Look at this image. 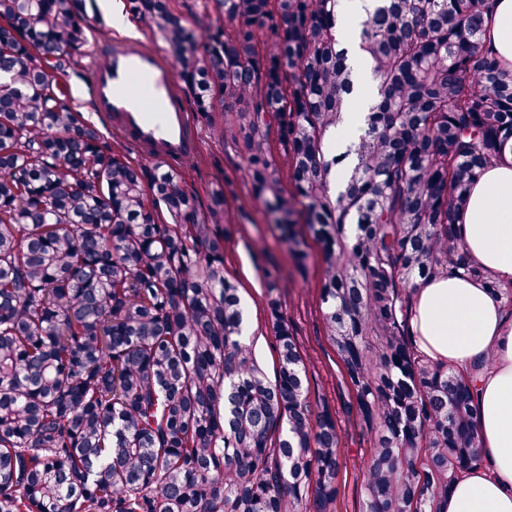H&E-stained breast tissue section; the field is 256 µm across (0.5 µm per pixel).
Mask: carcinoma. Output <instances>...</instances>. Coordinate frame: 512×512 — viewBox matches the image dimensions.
<instances>
[{
  "label": "carcinoma",
  "instance_id": "cac0c4a2",
  "mask_svg": "<svg viewBox=\"0 0 512 512\" xmlns=\"http://www.w3.org/2000/svg\"><path fill=\"white\" fill-rule=\"evenodd\" d=\"M199 51L168 0L160 32L194 112L241 145L295 256L323 254L324 334L370 440L362 512H441L486 464L477 376L414 345L412 294L463 270L512 284L456 236L473 183L512 153V68L484 41L493 0H370L357 46L374 99L343 190L329 139L354 91L340 0H217ZM85 0H0V512H338L336 409L311 402L268 302L276 372L244 340L224 268V190L133 164L73 105ZM168 214L172 223L162 219ZM304 225L302 235L298 225Z\"/></svg>",
  "mask_w": 512,
  "mask_h": 512
}]
</instances>
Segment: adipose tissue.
Instances as JSON below:
<instances>
[{"mask_svg":"<svg viewBox=\"0 0 512 512\" xmlns=\"http://www.w3.org/2000/svg\"><path fill=\"white\" fill-rule=\"evenodd\" d=\"M367 0H345L350 19L345 47L357 69L356 89L341 127L331 141L336 154L348 151L362 128L371 98V79L354 36ZM485 41L512 64V0H496ZM471 261L500 282H512V156L487 169L474 185L456 226ZM411 325L418 348L430 358L466 367L481 357L493 363L478 384L477 430L488 453L486 466L465 472L453 485L441 512H512V315L501 299L463 273L426 282L413 295Z\"/></svg>","mask_w":512,"mask_h":512,"instance_id":"adipose-tissue-1","label":"adipose tissue"}]
</instances>
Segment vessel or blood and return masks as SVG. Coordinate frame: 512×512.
Here are the masks:
<instances>
[{
  "label": "vessel or blood",
  "instance_id": "1",
  "mask_svg": "<svg viewBox=\"0 0 512 512\" xmlns=\"http://www.w3.org/2000/svg\"><path fill=\"white\" fill-rule=\"evenodd\" d=\"M176 83L174 68L153 46L121 44L110 49L107 66L94 68L90 92L98 112L136 145L178 162L199 154L202 139Z\"/></svg>",
  "mask_w": 512,
  "mask_h": 512
}]
</instances>
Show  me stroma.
<instances>
[{
    "instance_id": "stroma-1",
    "label": "stroma",
    "mask_w": 512,
    "mask_h": 512,
    "mask_svg": "<svg viewBox=\"0 0 512 512\" xmlns=\"http://www.w3.org/2000/svg\"><path fill=\"white\" fill-rule=\"evenodd\" d=\"M172 6L200 40L209 25L224 21L215 0H173ZM85 24L87 42L79 62L89 69L98 60L100 50L126 36L113 28L108 0H92L86 9ZM183 176L187 190L203 206L207 205L211 190L224 189L228 201L224 265L227 277L239 288L254 328L248 342L266 373L274 374L276 353L267 301L276 298L305 361L311 399L327 398L338 412V455L342 466L339 512H360V464L367 457L370 444L359 426L352 391L324 335L319 299L322 259L318 248L309 247L303 261L291 253L263 201L254 196L246 162L232 141L204 135L202 152L185 165ZM272 267L279 272V282L271 290L264 272Z\"/></svg>"
}]
</instances>
